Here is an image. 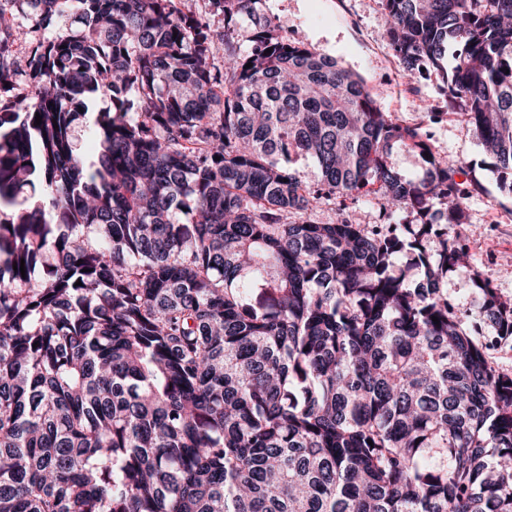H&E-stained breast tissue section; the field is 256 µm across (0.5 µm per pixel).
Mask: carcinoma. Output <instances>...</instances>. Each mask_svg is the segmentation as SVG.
Here are the masks:
<instances>
[{"label":"carcinoma","instance_id":"cac0c4a2","mask_svg":"<svg viewBox=\"0 0 512 512\" xmlns=\"http://www.w3.org/2000/svg\"><path fill=\"white\" fill-rule=\"evenodd\" d=\"M380 3L512 196V0ZM261 4L0 0V512H512V373L448 304L480 185ZM13 8L74 26L20 54ZM347 204L348 210L357 223L374 224L378 222L379 206L370 197L361 198L356 202L348 200Z\"/></svg>","mask_w":512,"mask_h":512}]
</instances>
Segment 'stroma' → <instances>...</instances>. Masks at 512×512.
Here are the masks:
<instances>
[{"label": "stroma", "instance_id": "35a3bbf8", "mask_svg": "<svg viewBox=\"0 0 512 512\" xmlns=\"http://www.w3.org/2000/svg\"><path fill=\"white\" fill-rule=\"evenodd\" d=\"M279 34L303 39L359 75L384 111L409 125H426L436 151L460 161L464 178H477L480 193L468 202L469 221L458 229L471 255L451 276L456 309L476 308L474 273L512 300V197L503 194L484 164L485 154L463 116L427 123L424 111L442 104L441 78L429 71L406 76L386 38L379 0H264Z\"/></svg>", "mask_w": 512, "mask_h": 512}]
</instances>
